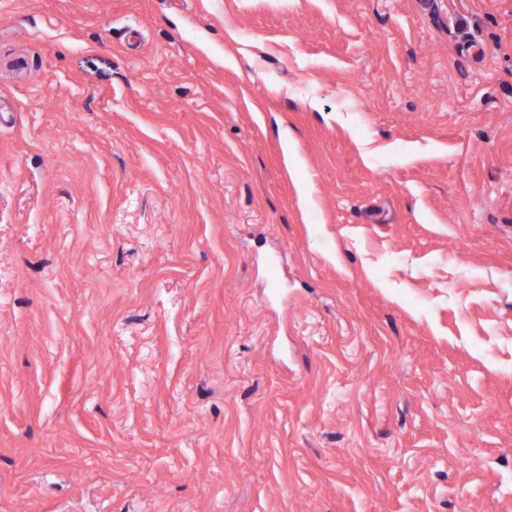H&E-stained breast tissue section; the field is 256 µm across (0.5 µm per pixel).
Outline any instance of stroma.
<instances>
[{"label":"stroma","mask_w":512,"mask_h":512,"mask_svg":"<svg viewBox=\"0 0 512 512\" xmlns=\"http://www.w3.org/2000/svg\"><path fill=\"white\" fill-rule=\"evenodd\" d=\"M0 512H512V0H0Z\"/></svg>","instance_id":"35a3bbf8"}]
</instances>
